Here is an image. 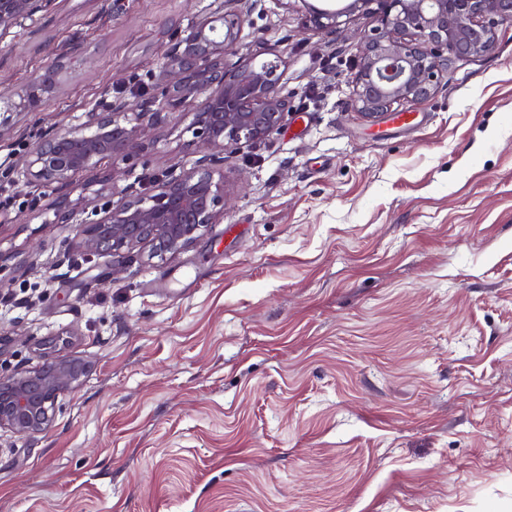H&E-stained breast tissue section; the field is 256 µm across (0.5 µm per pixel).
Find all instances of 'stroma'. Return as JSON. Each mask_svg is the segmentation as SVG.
Listing matches in <instances>:
<instances>
[{
  "label": "stroma",
  "instance_id": "35a3bbf8",
  "mask_svg": "<svg viewBox=\"0 0 512 512\" xmlns=\"http://www.w3.org/2000/svg\"><path fill=\"white\" fill-rule=\"evenodd\" d=\"M318 3L226 0L245 18L226 69L281 59L290 113L225 150L232 209L118 276L76 226L193 166L198 99L110 187L108 160L26 184L28 154L101 99L150 105L215 0H56L0 42V91L72 52L59 96L0 136V373L90 367L47 433L0 438V512H512V26L372 123L351 78L375 16L328 33Z\"/></svg>",
  "mask_w": 512,
  "mask_h": 512
}]
</instances>
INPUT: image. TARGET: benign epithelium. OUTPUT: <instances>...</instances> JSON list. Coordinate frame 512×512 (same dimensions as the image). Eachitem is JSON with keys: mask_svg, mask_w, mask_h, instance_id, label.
Returning a JSON list of instances; mask_svg holds the SVG:
<instances>
[{"mask_svg": "<svg viewBox=\"0 0 512 512\" xmlns=\"http://www.w3.org/2000/svg\"><path fill=\"white\" fill-rule=\"evenodd\" d=\"M52 0H0V41L46 9ZM376 5L379 25L360 35L359 66L351 84L357 111L375 122L397 102L429 98L454 58L489 51L497 27L512 24V0H346L341 8L309 9L318 30ZM244 17L219 9L199 20L166 53L167 81L157 107L129 118L126 103L104 102L86 112L82 128L42 137L29 152V182L61 190L79 172L139 147L140 118L151 120L182 101L201 99L195 112L200 158L178 176L161 180L146 195H129L105 215L77 226L87 257L148 250L161 261L193 244L232 203L224 188V151L276 133L288 113L278 89V62L246 63L229 72L226 55L237 50ZM59 57L4 98L5 112H35L61 90ZM88 371L81 358H62L0 375V431L33 438L51 426L58 398L78 387Z\"/></svg>", "mask_w": 512, "mask_h": 512, "instance_id": "1", "label": "benign epithelium"}]
</instances>
